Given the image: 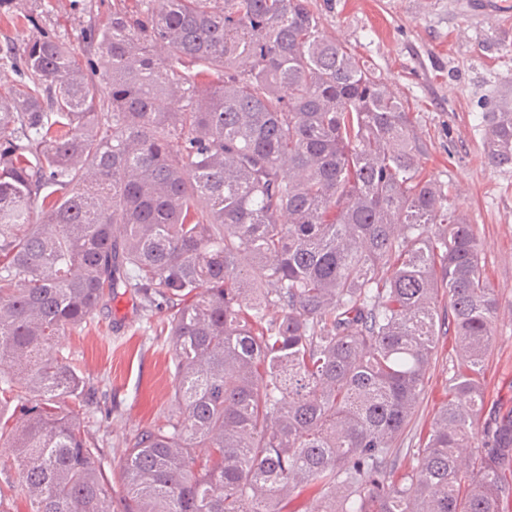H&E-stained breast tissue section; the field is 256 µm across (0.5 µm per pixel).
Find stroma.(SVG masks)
Masks as SVG:
<instances>
[{
	"label": "stroma",
	"instance_id": "stroma-1",
	"mask_svg": "<svg viewBox=\"0 0 512 512\" xmlns=\"http://www.w3.org/2000/svg\"><path fill=\"white\" fill-rule=\"evenodd\" d=\"M323 32L364 61L407 106L424 147L425 174L475 224L485 273L499 303L485 373L488 400L512 410V169L484 158L481 116L512 94V0H308ZM113 0H13V26L0 12V43L25 42L49 28L82 48L88 23H104ZM169 309H142L125 296L104 302L84 328L64 337L89 386L85 428L105 470L123 457L122 439L174 410L175 365L165 325ZM448 352L435 354L426 393L397 450L415 465L419 431L448 397Z\"/></svg>",
	"mask_w": 512,
	"mask_h": 512
}]
</instances>
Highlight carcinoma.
Listing matches in <instances>:
<instances>
[{
	"label": "carcinoma",
	"mask_w": 512,
	"mask_h": 512,
	"mask_svg": "<svg viewBox=\"0 0 512 512\" xmlns=\"http://www.w3.org/2000/svg\"><path fill=\"white\" fill-rule=\"evenodd\" d=\"M137 2L90 26L84 65L48 30L0 48L22 86L0 94V504L512 512V415L459 455L497 301L404 104L308 0ZM481 127L512 167V98ZM441 293L448 400L400 471ZM126 294L169 306L176 413L126 437L109 478L59 339Z\"/></svg>",
	"instance_id": "obj_1"
}]
</instances>
